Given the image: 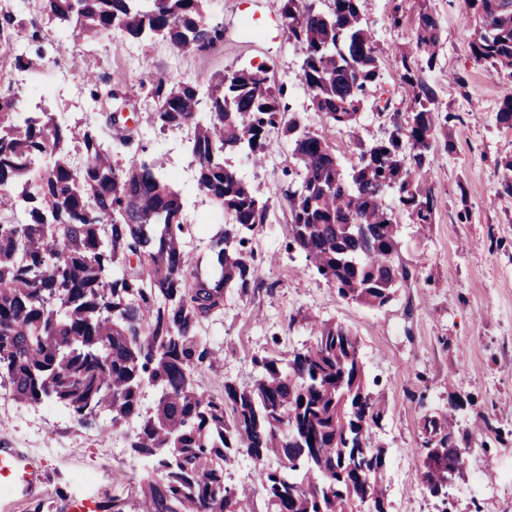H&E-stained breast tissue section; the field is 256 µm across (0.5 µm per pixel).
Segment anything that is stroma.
Here are the masks:
<instances>
[{
  "instance_id": "obj_1",
  "label": "stroma",
  "mask_w": 512,
  "mask_h": 512,
  "mask_svg": "<svg viewBox=\"0 0 512 512\" xmlns=\"http://www.w3.org/2000/svg\"><path fill=\"white\" fill-rule=\"evenodd\" d=\"M404 14L393 24L394 5ZM441 29L436 63L424 78L439 109L455 114L449 129L452 149L437 148L427 159V182L436 210L429 224L397 212V253L404 269L391 300L371 308L341 298L307 267L304 255L287 253L288 205L283 190L291 146L278 138L262 164L243 152L225 155L249 184L268 198L266 223L252 233L258 279L248 296L224 298L223 317L207 334L223 356L200 384L218 393L225 382L251 383V358L271 345L289 352L308 342L305 318L334 321L357 334L371 390L386 416L372 438L387 453L386 512H512V198L498 193L497 163L512 155V131L496 113L512 94V78L493 73L471 55L475 21L463 0H430ZM418 0H361L381 64V93L387 110L369 104L358 118V138L348 130H327L343 170L357 161L359 145L385 139L394 121L410 117V89L401 80L394 52L413 47ZM208 16L224 28V39L204 54L174 48L162 40H135L115 32L100 39L66 40L57 46L48 85L59 94L52 111L76 123L94 112L90 91L111 78L114 107L133 114L138 135L119 154L121 167L148 160L174 174L184 211L204 227L194 242L202 270L216 263L208 239L220 228L214 206L191 191L195 166L183 130L155 131L148 122L152 101L147 85L157 74L207 87L230 68L267 66L272 83L286 85L292 111L311 130H322L301 83V57L288 44L279 0H211ZM467 76L458 86L456 74ZM466 407L457 434L469 440L470 465L449 489L447 503L428 496L419 479L424 416L445 411L450 399ZM0 446L24 448L44 464L47 481L41 501L0 493V512H63L67 498L115 496L133 501L145 469L121 434H97L79 427L66 410L46 404L24 406L0 389Z\"/></svg>"
}]
</instances>
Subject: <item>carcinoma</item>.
<instances>
[{"label":"carcinoma","mask_w":512,"mask_h":512,"mask_svg":"<svg viewBox=\"0 0 512 512\" xmlns=\"http://www.w3.org/2000/svg\"><path fill=\"white\" fill-rule=\"evenodd\" d=\"M209 2L17 0L0 15V34L22 31L40 44L35 57L14 58L26 71L48 61L43 29L26 21L31 3L54 25L57 42L118 30L204 53L224 35L207 16ZM322 2L280 0V15L302 58L312 110L325 127L353 133L378 89L379 56L361 0ZM464 8L476 21L474 60L512 77V0H464ZM415 43L433 67L439 25L425 4ZM395 61L413 91L411 118L361 149L348 173L326 132L306 129L264 68L224 71L211 78L204 99L192 81L152 78L149 123L161 132L188 130L195 190L224 217L223 233L210 243L217 256L211 275L198 269L197 225L184 218L172 177L145 161L112 164V151L134 140L103 109L113 96L110 80L90 92L98 105L90 126L45 110L27 114L17 92H0V387L19 403L61 406L88 431L136 423L129 447L152 462L137 512H384L387 457L372 441L384 409L368 390L349 328L324 321L301 348L254 357L246 386L226 382L213 394L198 378L217 362L206 328L224 314V295L245 296L257 279L249 233L270 209L224 154L245 151L260 161L275 132L291 142L295 160L284 191L286 249L303 253L348 301L381 308L391 300L404 277L394 262L395 211L433 223L425 162L455 119L435 110L436 94L407 52ZM496 120L512 131V94ZM497 169L499 192L512 197V156ZM20 204L26 221L13 224L8 216ZM147 385L156 393L149 410ZM464 408L454 400L448 414L423 418L420 480L442 512L448 487L468 467L452 429ZM242 455L256 468L251 487L225 482Z\"/></svg>","instance_id":"obj_1"}]
</instances>
